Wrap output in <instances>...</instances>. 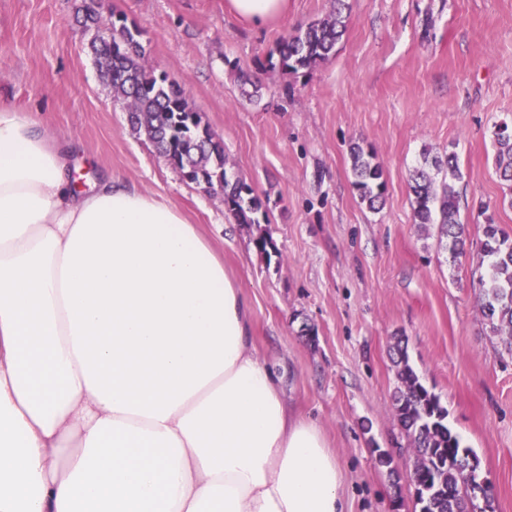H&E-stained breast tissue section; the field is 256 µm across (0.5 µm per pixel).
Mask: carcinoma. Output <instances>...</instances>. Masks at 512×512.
<instances>
[{
	"label": "carcinoma",
	"mask_w": 512,
	"mask_h": 512,
	"mask_svg": "<svg viewBox=\"0 0 512 512\" xmlns=\"http://www.w3.org/2000/svg\"><path fill=\"white\" fill-rule=\"evenodd\" d=\"M343 0H331L325 17L296 29L277 48L278 60L268 73L308 72L326 61L345 32ZM77 20L89 36V45L103 76L128 114V122L154 143L158 151L191 182L209 191H220L224 208L240 224H256L260 199L251 186L228 174L221 140L202 123L191 108L185 90L165 73L147 66L139 32L123 16L106 18L92 3L83 0ZM506 122L494 125L496 173L512 193V132ZM352 182L361 202L374 209L383 204L387 183L373 153L359 144L350 148ZM461 173L457 157H435L426 168L411 175L414 223L440 226L450 260L463 256L468 225L460 219L456 192L448 179ZM481 254L487 272L478 279V303L491 335L512 352V237L493 219L483 229ZM393 363L399 386L391 413L414 448L412 482L417 490L419 512H491V489L478 496L467 479V467L478 471L479 460L448 426L447 410L437 395L420 380L409 364L407 347L397 340Z\"/></svg>",
	"instance_id": "obj_1"
}]
</instances>
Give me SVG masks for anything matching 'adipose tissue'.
<instances>
[{"mask_svg": "<svg viewBox=\"0 0 512 512\" xmlns=\"http://www.w3.org/2000/svg\"><path fill=\"white\" fill-rule=\"evenodd\" d=\"M344 474L253 350L175 206L0 99V512H345Z\"/></svg>", "mask_w": 512, "mask_h": 512, "instance_id": "adipose-tissue-1", "label": "adipose tissue"}]
</instances>
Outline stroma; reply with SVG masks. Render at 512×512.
I'll return each mask as SVG.
<instances>
[{"label": "stroma", "instance_id": "obj_1", "mask_svg": "<svg viewBox=\"0 0 512 512\" xmlns=\"http://www.w3.org/2000/svg\"><path fill=\"white\" fill-rule=\"evenodd\" d=\"M81 3L0 0V97L73 144L85 180L110 174L153 192L209 238L250 306L258 357L335 451L347 512L414 510V450L390 412L400 337L477 456L494 512H512V355L477 301L486 216L512 235L492 137L512 117V0H346L335 54L271 80L279 42L324 17L329 0H289L285 15L258 25L224 0H102L219 135L229 174L262 202L254 224L235 221L220 194L184 181L131 129L76 22ZM355 142L385 171L376 211L352 186ZM449 152L468 226L454 268L436 225L415 224L409 185L424 154ZM381 452L392 468L378 465Z\"/></svg>", "mask_w": 512, "mask_h": 512}]
</instances>
